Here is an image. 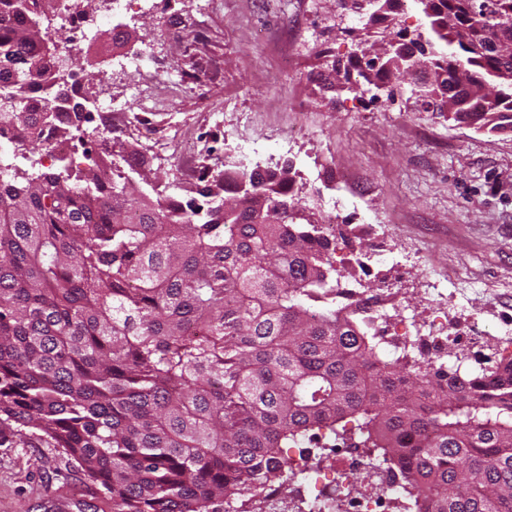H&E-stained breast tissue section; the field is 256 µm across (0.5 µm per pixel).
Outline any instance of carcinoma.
<instances>
[{
  "label": "carcinoma",
  "instance_id": "obj_1",
  "mask_svg": "<svg viewBox=\"0 0 512 512\" xmlns=\"http://www.w3.org/2000/svg\"><path fill=\"white\" fill-rule=\"evenodd\" d=\"M415 2L427 43L401 34L378 62L363 48L345 83L376 99L417 50L426 110L456 97L446 120L512 132V55L485 16L512 17V0ZM59 15V0H0V130L32 156L45 128L79 139L91 120L31 106L65 86ZM462 68L476 92L453 85ZM110 140L107 183L87 151L83 167L0 178L1 432L38 431L112 512H243L286 482L284 449L322 430L396 464L417 512H512V358L385 356L342 291L336 252L353 240L302 206L293 165L206 163L171 194L135 143Z\"/></svg>",
  "mask_w": 512,
  "mask_h": 512
}]
</instances>
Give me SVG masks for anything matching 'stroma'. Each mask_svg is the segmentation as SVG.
<instances>
[{
    "label": "stroma",
    "instance_id": "35a3bbf8",
    "mask_svg": "<svg viewBox=\"0 0 512 512\" xmlns=\"http://www.w3.org/2000/svg\"><path fill=\"white\" fill-rule=\"evenodd\" d=\"M336 0H125L109 14L93 0L83 27L94 48L112 49V28L137 38L125 50L147 49L146 72L114 79L124 99L146 74L177 71L157 101L141 112L144 132L179 128L189 145L167 161L152 160L159 181H181V165L199 172L205 155L248 166L292 163L301 203L354 229L367 246L374 285L400 288L418 322L437 315L423 280L448 284L460 304L493 327L512 324V133L457 126L424 111L408 82L390 93L322 89L332 63L354 52L349 29L336 28ZM291 143H284L286 133ZM245 155H227L226 145ZM410 249L414 268L397 269L391 256ZM461 315L448 313V355L464 364L499 362L495 336L464 347ZM70 512H112L99 486L38 436L0 435V512H51L58 492Z\"/></svg>",
    "mask_w": 512,
    "mask_h": 512
}]
</instances>
